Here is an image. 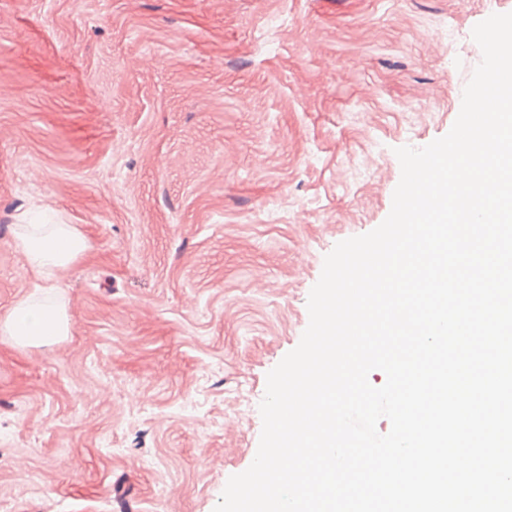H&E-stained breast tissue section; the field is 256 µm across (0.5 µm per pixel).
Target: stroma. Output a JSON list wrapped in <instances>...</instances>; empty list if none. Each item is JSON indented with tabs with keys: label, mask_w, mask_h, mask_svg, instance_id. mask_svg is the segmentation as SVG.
<instances>
[{
	"label": "stroma",
	"mask_w": 512,
	"mask_h": 512,
	"mask_svg": "<svg viewBox=\"0 0 512 512\" xmlns=\"http://www.w3.org/2000/svg\"><path fill=\"white\" fill-rule=\"evenodd\" d=\"M473 0H0V313L20 224L88 249L62 341L0 337V512H214L267 374L396 148L455 122Z\"/></svg>",
	"instance_id": "35a3bbf8"
}]
</instances>
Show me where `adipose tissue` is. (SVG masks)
<instances>
[{
    "mask_svg": "<svg viewBox=\"0 0 512 512\" xmlns=\"http://www.w3.org/2000/svg\"><path fill=\"white\" fill-rule=\"evenodd\" d=\"M16 249L36 275L49 277L85 253V236L70 224L23 226L14 239ZM69 320L64 306L45 304L32 298L16 301L0 315V334L16 346L50 344L67 336Z\"/></svg>",
    "mask_w": 512,
    "mask_h": 512,
    "instance_id": "1",
    "label": "adipose tissue"
}]
</instances>
